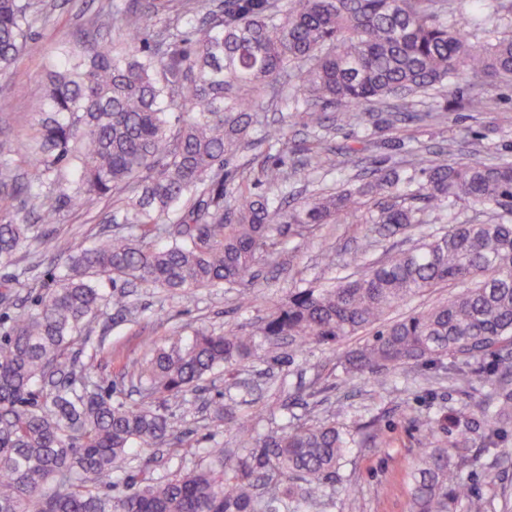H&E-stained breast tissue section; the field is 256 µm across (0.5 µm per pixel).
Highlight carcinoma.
I'll return each mask as SVG.
<instances>
[{
	"label": "carcinoma",
	"mask_w": 512,
	"mask_h": 512,
	"mask_svg": "<svg viewBox=\"0 0 512 512\" xmlns=\"http://www.w3.org/2000/svg\"><path fill=\"white\" fill-rule=\"evenodd\" d=\"M446 0H225L209 20L186 4V32L149 34L137 12L115 7L121 46L90 42L62 49L45 95L34 104L29 171L0 160V186L38 205L53 224L66 205L121 201L124 224L85 246L57 242L67 256L16 315L0 313V512H298L324 497L348 451L352 433L332 420L291 422L255 438L257 451L209 461L184 476L154 477L145 462L125 490L103 484L135 448L183 447L168 417L143 403L112 399L68 362L66 351L109 305L104 281L146 284L172 296L255 278L254 268L308 224L354 217L381 234L430 224L464 200L483 218L453 225L412 247L338 276L324 288H296L288 302L247 335L197 329L172 336L130 373L147 396L185 399L208 377L259 358L260 347L283 341L301 350L337 344L368 328L372 339L349 350V380L374 378L404 365L430 366L451 356L457 380L471 384L470 361L512 344V161L488 165L418 157L413 170L376 169L340 194L319 193L288 206L293 173L269 157H247L254 135L278 142L259 99L264 92L288 110V121L326 129L325 110L358 120L367 105L427 94L477 79L512 86V3L480 0L503 26L482 44L472 33L485 19ZM33 0H0V76L35 53ZM318 169L335 166L319 137L309 148ZM76 178L66 180L63 168ZM265 187L269 194H257ZM414 188L417 205L396 198ZM0 201V267L38 239L35 224L10 217ZM459 291L426 310L392 319L391 311L439 284ZM497 410L482 412L484 450H496L512 420V381L485 369ZM459 418L427 423L410 468L411 512H454L460 501L481 512L460 479L455 448L467 433Z\"/></svg>",
	"instance_id": "obj_1"
}]
</instances>
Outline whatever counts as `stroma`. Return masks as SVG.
<instances>
[{"mask_svg":"<svg viewBox=\"0 0 512 512\" xmlns=\"http://www.w3.org/2000/svg\"><path fill=\"white\" fill-rule=\"evenodd\" d=\"M114 1L137 11L153 27L166 19L165 14L154 13V0H34L31 36L39 50L23 55L0 79V144L10 145L19 172L28 169L25 143L34 121L30 104L45 93L48 73L58 63V47L111 40L115 32L109 11ZM475 92L486 99L479 112L468 106ZM312 140L311 130L292 124L287 144L271 151L295 169L291 191L297 197L319 188L342 191L354 177L365 179L374 169L409 164L418 155L444 152L457 162L477 158L496 163L512 158V88L482 81L472 90L451 85L424 98L372 109L359 122L330 113L326 140L336 165L328 170L307 165L305 149ZM111 208L108 202L90 208L72 206L64 210L60 223L40 224L43 243L18 255L15 270L22 285L13 291V312L28 309L33 288L46 280L52 266L64 263V256L54 248L56 239L91 243L105 231L102 219ZM473 214V208L461 202L451 217L411 231H393L374 244L365 236V225L317 224L304 237L278 246L272 258L257 267L254 281L174 298L150 286L130 289L129 310L109 309L67 356L84 364L101 387L112 388L113 399L136 400L125 372L172 334L187 327L214 333L246 330L284 305L292 288L320 287L346 269L362 267L368 257L408 248ZM328 251L333 261L325 260ZM243 293L253 296L251 305H240ZM359 342L353 336L337 345L313 344L296 354L285 346L268 349L262 360L245 361L230 373L208 378L186 400L162 403L174 430L194 452L153 449L155 476L188 473L213 448L223 449L231 458L252 452L250 441L214 419L211 402H223L234 414L250 416L261 436L279 430L289 418L314 424L342 409L347 413V429L368 424L371 435L349 449L336 481L313 512H409L406 474L420 452L425 425L430 418L452 412L469 432L461 479L474 487L484 512H512V423L498 453L486 454L476 426L487 398L481 363L472 364V385L465 390L454 386L446 373L417 366L398 368L382 385L368 379L349 381L342 371L344 353Z\"/></svg>","mask_w":512,"mask_h":512,"instance_id":"35a3bbf8","label":"stroma"}]
</instances>
